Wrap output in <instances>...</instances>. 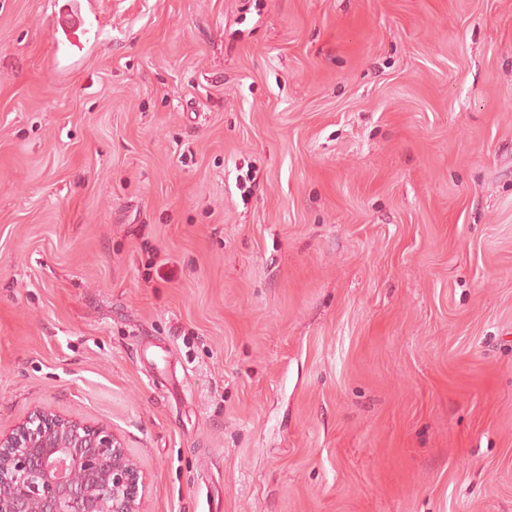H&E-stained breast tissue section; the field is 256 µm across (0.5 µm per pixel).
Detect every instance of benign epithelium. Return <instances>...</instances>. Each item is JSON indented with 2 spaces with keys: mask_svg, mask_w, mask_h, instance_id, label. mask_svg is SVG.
<instances>
[{
  "mask_svg": "<svg viewBox=\"0 0 512 512\" xmlns=\"http://www.w3.org/2000/svg\"><path fill=\"white\" fill-rule=\"evenodd\" d=\"M136 461L105 427L38 409L0 435V512H138Z\"/></svg>",
  "mask_w": 512,
  "mask_h": 512,
  "instance_id": "7a95c632",
  "label": "benign epithelium"
}]
</instances>
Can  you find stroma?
Here are the masks:
<instances>
[{
  "instance_id": "stroma-1",
  "label": "stroma",
  "mask_w": 512,
  "mask_h": 512,
  "mask_svg": "<svg viewBox=\"0 0 512 512\" xmlns=\"http://www.w3.org/2000/svg\"><path fill=\"white\" fill-rule=\"evenodd\" d=\"M0 0V434L139 512H512V0ZM58 5V2H57ZM56 32L61 33L66 42H56L52 67L57 68L58 53L63 50L71 56L84 52L92 39L91 2L89 0H66L58 5ZM136 461L105 427L38 409L0 435V512H138Z\"/></svg>"
}]
</instances>
